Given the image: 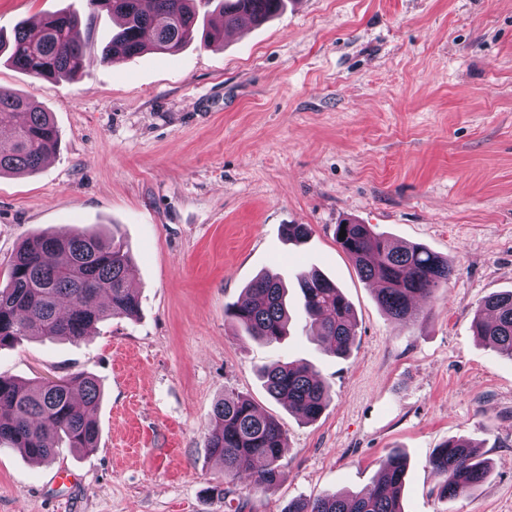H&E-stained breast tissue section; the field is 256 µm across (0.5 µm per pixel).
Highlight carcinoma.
<instances>
[{"instance_id": "cac0c4a2", "label": "carcinoma", "mask_w": 512, "mask_h": 512, "mask_svg": "<svg viewBox=\"0 0 512 512\" xmlns=\"http://www.w3.org/2000/svg\"><path fill=\"white\" fill-rule=\"evenodd\" d=\"M89 0L88 23L106 11L121 19L119 30L103 47L101 61L134 57L147 48L176 52L193 36L209 47L224 41V30L258 26L283 11L286 0H208L209 18L198 21L195 0ZM78 19L68 13L45 18L37 34L14 29L8 42L9 61L37 78L72 80L86 67ZM59 131L49 113L10 89L0 87V176L35 173L56 151ZM336 237L360 275L379 283L377 300L395 319L417 315L419 302L448 285V260L420 245L399 246L371 224L347 221L336 225ZM132 257L123 242L96 233L56 231L25 240L0 286V347L29 337H62L78 342L101 321L135 318L138 295L129 285ZM299 304L307 325L326 354H350L355 336L354 312L341 290L316 270L296 277ZM225 314L249 335L269 344L287 335L286 288L269 273L256 276ZM475 335L500 356L512 360V291L489 296L474 318ZM268 394L317 420L329 402L328 387L302 361L275 362L260 370ZM102 400L99 379L81 371L67 376L23 382L0 376V446L17 449L33 460H46L57 442L92 451L98 447L96 413ZM287 436L281 425L255 402L226 395L213 410L207 438L210 454L224 461L232 480L263 462L254 484L273 489L280 478V460ZM431 463L444 476L441 494L455 498L483 483L489 465L468 438L458 437L435 449ZM406 458L389 454L378 480L354 493H332L291 501L283 512H404L402 494Z\"/></svg>"}]
</instances>
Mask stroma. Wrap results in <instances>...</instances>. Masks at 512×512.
<instances>
[{
	"label": "stroma",
	"mask_w": 512,
	"mask_h": 512,
	"mask_svg": "<svg viewBox=\"0 0 512 512\" xmlns=\"http://www.w3.org/2000/svg\"><path fill=\"white\" fill-rule=\"evenodd\" d=\"M86 0H0V31ZM119 26L79 29L83 77L37 78L0 57V85L51 112L60 145L33 175L0 176V281L45 230L116 234L129 245L141 310L72 343L0 348V375L77 371L103 386L98 446L49 461L0 450V512H281L355 492L403 450L404 512H512V361L481 343L483 300L512 290V0H288L266 23L208 48L104 63ZM354 220L447 258L446 288L411 320L390 317L335 238ZM287 224L310 228L288 241ZM318 269L351 302L356 336L326 355L299 306L266 344L224 316L259 273ZM301 360L330 386L313 422L258 377ZM250 397L287 434L270 491L230 480L206 443L214 405ZM476 442L492 469L443 498L431 455ZM69 481H55L58 469Z\"/></svg>",
	"instance_id": "stroma-1"
}]
</instances>
